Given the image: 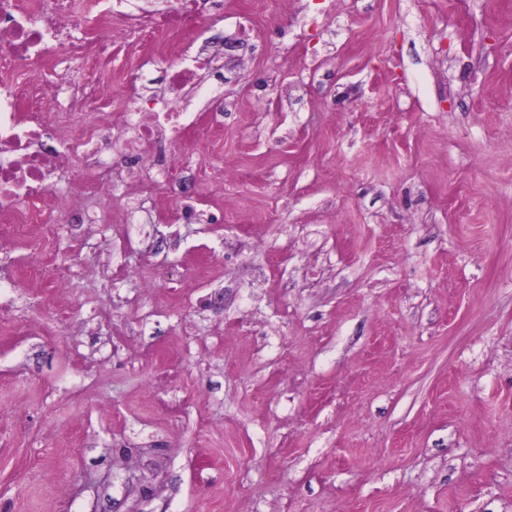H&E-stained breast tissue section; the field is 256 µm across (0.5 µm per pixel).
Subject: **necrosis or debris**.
<instances>
[{
	"mask_svg": "<svg viewBox=\"0 0 512 512\" xmlns=\"http://www.w3.org/2000/svg\"><path fill=\"white\" fill-rule=\"evenodd\" d=\"M200 0H154L152 10L138 11L134 0H98L104 20L120 17L138 44H156L176 63L165 72L162 87L136 92L139 73L125 81L134 93L124 111L59 112L55 101L33 84L28 73L37 62L92 63L112 55V35L75 36L79 22L74 0H0V228L41 242L51 224L48 200L60 171L71 170L87 197L112 195V138L124 133L120 159L125 164L159 166L174 175L182 150L181 130L197 124L190 91L203 87L210 59L189 53L185 38L202 28Z\"/></svg>",
	"mask_w": 512,
	"mask_h": 512,
	"instance_id": "1",
	"label": "necrosis or debris"
}]
</instances>
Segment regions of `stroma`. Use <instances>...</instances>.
I'll list each match as a JSON object with an SVG mask.
<instances>
[{
  "instance_id": "1",
  "label": "stroma",
  "mask_w": 512,
  "mask_h": 512,
  "mask_svg": "<svg viewBox=\"0 0 512 512\" xmlns=\"http://www.w3.org/2000/svg\"><path fill=\"white\" fill-rule=\"evenodd\" d=\"M222 2L221 221L0 238V512H512V0Z\"/></svg>"
}]
</instances>
